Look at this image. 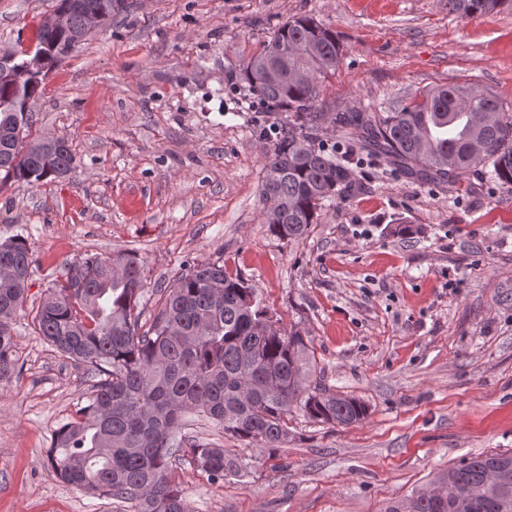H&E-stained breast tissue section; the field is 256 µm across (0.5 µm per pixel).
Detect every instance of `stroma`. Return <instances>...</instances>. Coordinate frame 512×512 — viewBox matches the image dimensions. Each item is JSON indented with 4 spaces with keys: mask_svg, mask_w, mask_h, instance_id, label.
I'll list each match as a JSON object with an SVG mask.
<instances>
[{
    "mask_svg": "<svg viewBox=\"0 0 512 512\" xmlns=\"http://www.w3.org/2000/svg\"><path fill=\"white\" fill-rule=\"evenodd\" d=\"M56 0H0V53L34 47ZM52 70L30 103L32 136L75 164L38 184L0 178V240L33 255L17 317L18 364L0 383V512H124L44 464L54 429L89 388L31 318L66 262L136 251L142 324L186 262L220 261L281 327L302 328L317 377L368 408L335 427L288 417L277 451L188 414L186 434L240 464L212 484L169 477L194 512H386L464 459L512 453V191L482 172L461 188L392 172L379 155L293 243L263 222L259 185L281 113L248 106L241 69L289 19L331 28L342 56L318 106L392 110L466 84L512 107V10L461 20L448 0H126ZM407 225L412 235L397 234Z\"/></svg>",
    "mask_w": 512,
    "mask_h": 512,
    "instance_id": "obj_1",
    "label": "stroma"
}]
</instances>
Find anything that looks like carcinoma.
Returning <instances> with one entry per match:
<instances>
[{"mask_svg": "<svg viewBox=\"0 0 512 512\" xmlns=\"http://www.w3.org/2000/svg\"><path fill=\"white\" fill-rule=\"evenodd\" d=\"M512 0H448L458 18L511 8ZM66 33L39 27L36 49L54 69L62 58L51 47ZM336 33L309 16L276 29L263 51L243 66L252 98L268 112L286 115L285 129L266 153L260 193L263 218L279 239L302 241L318 223L325 202L355 184L349 164L384 153L417 181L438 179L453 189L480 170L512 190V110L491 94L464 85L436 86L392 112L369 104L349 112H322L320 87L340 64ZM40 85L0 83V172L39 183L73 168L69 148L51 161L45 140L23 143L33 126L28 110ZM331 123L357 137V149L323 139ZM32 253L24 237L0 241V381L18 364L14 336L31 276ZM143 264L133 252L80 257L43 299L35 332L90 381L78 418L52 433L47 465L62 482L97 497L127 504L128 512H192L168 479L182 461L208 481L224 480L236 459L213 442L177 438L185 415L195 412L224 434L271 451L288 439L286 418L299 404L314 422L349 425L364 419L356 397L312 384L316 358L298 328H281L256 288L218 262L194 261L160 290L164 302L147 329L137 313L145 292ZM512 464L511 453L464 460L443 473L461 482L473 512H512V486L490 481ZM389 512H462L456 500L436 506L420 491Z\"/></svg>", "mask_w": 512, "mask_h": 512, "instance_id": "obj_1", "label": "carcinoma"}]
</instances>
